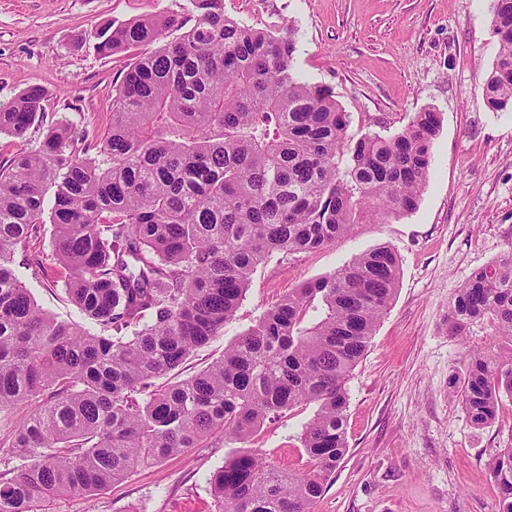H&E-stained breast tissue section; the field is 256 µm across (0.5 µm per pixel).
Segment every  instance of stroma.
Wrapping results in <instances>:
<instances>
[{
  "instance_id": "stroma-1",
  "label": "stroma",
  "mask_w": 512,
  "mask_h": 512,
  "mask_svg": "<svg viewBox=\"0 0 512 512\" xmlns=\"http://www.w3.org/2000/svg\"><path fill=\"white\" fill-rule=\"evenodd\" d=\"M186 0H0V103L44 88L45 123L69 118L79 134L104 135L113 86L129 56L102 57L81 43L102 23L180 12ZM492 0H224L240 23L298 30L294 68L329 88L350 112L351 134L401 131L426 108L442 115L427 188L416 211L386 224H358L334 245L276 254L254 271L223 334L195 350L154 387L196 374L219 359L289 289L353 256L390 244L400 257L395 298L347 387L348 452L312 512H499L488 460L512 448V397L496 419L475 426L453 387L467 352L490 340L489 320L466 335L448 332V307L479 268L512 249V111L490 110L483 85L497 54ZM54 227L30 245L44 273L26 276L50 315L91 327L71 301L54 261ZM313 415L299 406L267 419L254 445L272 462L303 464L299 436ZM223 440L138 468L93 496H63L48 512H217L209 478L224 461Z\"/></svg>"
}]
</instances>
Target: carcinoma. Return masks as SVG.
I'll return each instance as SVG.
<instances>
[{"label":"carcinoma","mask_w":512,"mask_h":512,"mask_svg":"<svg viewBox=\"0 0 512 512\" xmlns=\"http://www.w3.org/2000/svg\"><path fill=\"white\" fill-rule=\"evenodd\" d=\"M187 2L182 15L94 33L101 57L148 48L115 82L106 136L79 138L65 118L43 127L39 85L0 106V134L41 130L0 165V411L47 395L17 426L22 464L0 476V512H45L217 437L228 448L210 478L218 512H311L347 453L346 384L399 282L386 245L289 290L206 369L160 389L152 380L224 330L271 255L416 210L440 115L355 138L331 91L296 75V29L242 25L224 0ZM491 31L484 100L503 111L512 0H494ZM41 224L54 225L53 257L92 330L39 308L18 272L42 267L29 253ZM485 318L493 338L468 351L457 392L477 426L512 396V249L458 289L448 329ZM299 405L315 408L300 434L304 467L266 461L255 433ZM488 469L499 512H512V448Z\"/></svg>","instance_id":"carcinoma-1"}]
</instances>
